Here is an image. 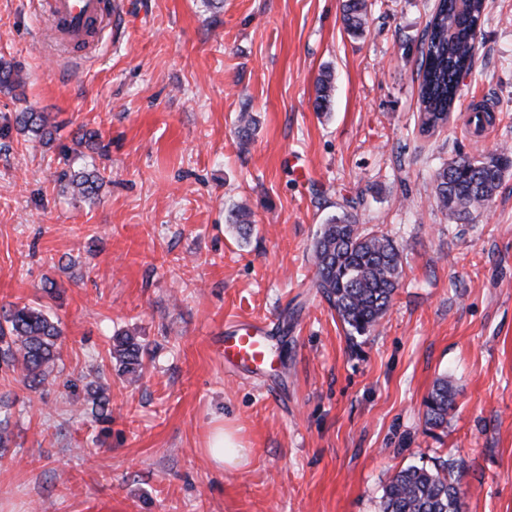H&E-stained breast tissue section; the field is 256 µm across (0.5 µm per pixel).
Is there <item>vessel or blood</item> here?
<instances>
[{"label":"vessel or blood","instance_id":"b4317fda","mask_svg":"<svg viewBox=\"0 0 512 512\" xmlns=\"http://www.w3.org/2000/svg\"><path fill=\"white\" fill-rule=\"evenodd\" d=\"M55 32L76 50L98 48L96 29L111 20L106 0H48ZM269 339L262 326L239 328L224 335V363L233 368H259L270 359Z\"/></svg>","mask_w":512,"mask_h":512}]
</instances>
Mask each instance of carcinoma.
<instances>
[{
    "mask_svg": "<svg viewBox=\"0 0 512 512\" xmlns=\"http://www.w3.org/2000/svg\"><path fill=\"white\" fill-rule=\"evenodd\" d=\"M485 0H438L426 27V42L420 63V131L428 133L448 121L460 104L462 76L472 70L479 23ZM365 0H346L343 21L346 29L363 32ZM21 85L20 71L0 63V89L12 91ZM331 74L317 81L315 108L326 112L331 104ZM16 125L23 133L53 136L46 129L41 112H19ZM512 170V153L503 151L467 164L453 159L435 174V195L440 207L457 221L468 222L492 199L502 177ZM64 188L72 195L91 199L98 194L105 177L98 170L65 173ZM316 267L315 288L336 312L348 338L365 336L375 330L392 302L402 273L401 252L393 240L368 232L355 216L343 212L321 225L313 243ZM0 361L19 372L24 386L34 391L57 367L58 341L63 335L59 322L43 309L12 303L0 311ZM144 349L129 335H118L109 349L122 365L134 373L142 364ZM86 401L97 419L108 420L109 400L103 389L88 385ZM425 424L443 428L454 406L448 379L436 380L424 399ZM456 461L412 465L398 471L385 488L382 512H461L453 479Z\"/></svg>",
    "mask_w": 512,
    "mask_h": 512,
    "instance_id": "obj_1",
    "label": "carcinoma"
}]
</instances>
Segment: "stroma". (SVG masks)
Masks as SVG:
<instances>
[{
    "label": "stroma",
    "mask_w": 512,
    "mask_h": 512,
    "mask_svg": "<svg viewBox=\"0 0 512 512\" xmlns=\"http://www.w3.org/2000/svg\"><path fill=\"white\" fill-rule=\"evenodd\" d=\"M343 2L120 0L111 40L75 63L47 13L0 0V59L25 82L22 100L0 92V307L43 306L63 332L37 393L0 366V512H381L396 472L446 458L462 512H512V172L468 223L434 193L443 163L512 150V0H488L461 106L428 136L434 0H367L357 37ZM474 101L495 116L479 133ZM27 108L57 125L51 145L17 130ZM82 128L105 152L74 154ZM80 169L105 173L93 199L60 187ZM348 203L403 266L386 316L352 340L311 253ZM251 323L273 365L225 368V329ZM117 333L147 347L142 371L111 358ZM443 374L455 408L432 429L423 401ZM90 383L110 421L89 414ZM218 424L243 466L213 463Z\"/></svg>",
    "instance_id": "stroma-1"
}]
</instances>
